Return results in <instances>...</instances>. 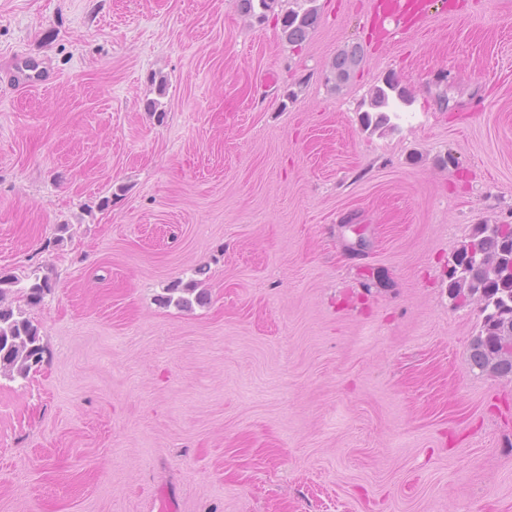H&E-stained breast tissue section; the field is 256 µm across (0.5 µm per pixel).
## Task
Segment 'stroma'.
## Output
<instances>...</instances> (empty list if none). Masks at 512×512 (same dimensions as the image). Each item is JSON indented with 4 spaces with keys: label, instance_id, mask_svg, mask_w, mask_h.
I'll return each mask as SVG.
<instances>
[{
    "label": "stroma",
    "instance_id": "obj_1",
    "mask_svg": "<svg viewBox=\"0 0 512 512\" xmlns=\"http://www.w3.org/2000/svg\"><path fill=\"white\" fill-rule=\"evenodd\" d=\"M372 2L276 0L294 47L234 0H0V272L53 285L0 512H512V382L447 288L512 224V0ZM383 20L399 17L419 20L427 15V0H382ZM317 12L314 9H306L302 13L288 9L277 21L280 22L281 33L288 44L300 46L314 29L317 22ZM363 52L360 45L355 44L343 49L335 58L327 76V81L336 89L344 86L352 72L361 64ZM398 102L404 104L407 102L405 90L401 88L395 76H387L382 85H376L371 91L369 103L371 110L365 111L363 115L365 126L370 127L372 124L375 128L388 126L391 123L389 112H393L397 117Z\"/></svg>",
    "mask_w": 512,
    "mask_h": 512
}]
</instances>
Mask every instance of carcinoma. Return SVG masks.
<instances>
[{
	"label": "carcinoma",
	"instance_id": "carcinoma-1",
	"mask_svg": "<svg viewBox=\"0 0 512 512\" xmlns=\"http://www.w3.org/2000/svg\"><path fill=\"white\" fill-rule=\"evenodd\" d=\"M276 0H237L239 10L258 19L274 8ZM288 44L301 45L314 29L317 12L290 9L277 18ZM363 52L355 44L335 58L327 81L339 89L361 64ZM407 102L405 90L394 76L386 77L370 94V110L364 112L365 126L376 128L391 123L390 113ZM448 298L457 306L475 305L481 320L469 344L472 368L499 378L512 379V225L478 224L468 241L448 256ZM23 289L27 305L40 304L51 292L45 277L27 276ZM20 282L14 275L0 276V376L25 379L42 361L43 345L38 327L19 306L9 300L11 286Z\"/></svg>",
	"mask_w": 512,
	"mask_h": 512
}]
</instances>
